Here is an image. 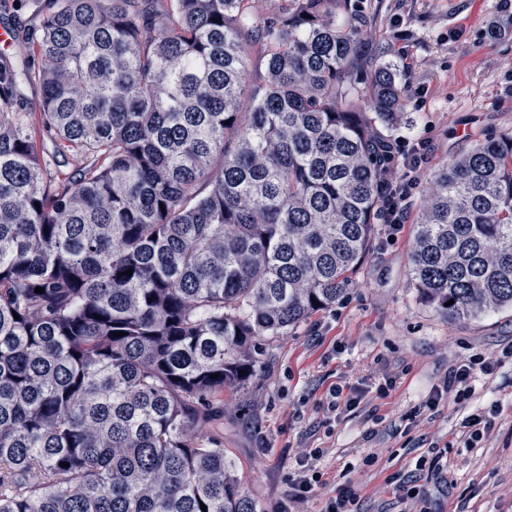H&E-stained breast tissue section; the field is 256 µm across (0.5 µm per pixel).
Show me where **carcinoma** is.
<instances>
[{
    "label": "carcinoma",
    "instance_id": "carcinoma-1",
    "mask_svg": "<svg viewBox=\"0 0 512 512\" xmlns=\"http://www.w3.org/2000/svg\"><path fill=\"white\" fill-rule=\"evenodd\" d=\"M259 2L42 0L0 57V512H260L202 428L351 287L380 221L363 104L389 126L404 87L346 0ZM410 274L448 321L512 309V130L436 174ZM24 108L29 112V119L33 128V135L39 156L49 160L52 172H59L61 177L72 172V166L63 163V157L53 153L55 145L43 134L39 127V116L41 108V94L37 87L27 86L23 89ZM60 162V163H59Z\"/></svg>",
    "mask_w": 512,
    "mask_h": 512
}]
</instances>
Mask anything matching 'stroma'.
<instances>
[{"label": "stroma", "mask_w": 512, "mask_h": 512, "mask_svg": "<svg viewBox=\"0 0 512 512\" xmlns=\"http://www.w3.org/2000/svg\"><path fill=\"white\" fill-rule=\"evenodd\" d=\"M347 13L405 87V118L388 137L430 140L420 173L425 196L438 170L488 133L512 130V0H348ZM505 28L497 40L489 27ZM37 151L52 171L72 168L55 156L38 126L41 94L23 90ZM419 206L394 240L377 234L352 287L335 307L287 336L265 341L263 368L223 394L224 416L207 425L262 512H277L289 478L310 449L322 475L311 512L336 488L358 495V512H512V310L448 321L417 297L409 257ZM498 359L470 400H426L462 357ZM389 379V397L376 391ZM342 387L360 402L330 419L326 397ZM498 403L492 430L476 447L457 443L461 420ZM446 451L448 474L416 471L419 457ZM415 474L420 495L400 498L402 476Z\"/></svg>", "instance_id": "35a3bbf8"}]
</instances>
